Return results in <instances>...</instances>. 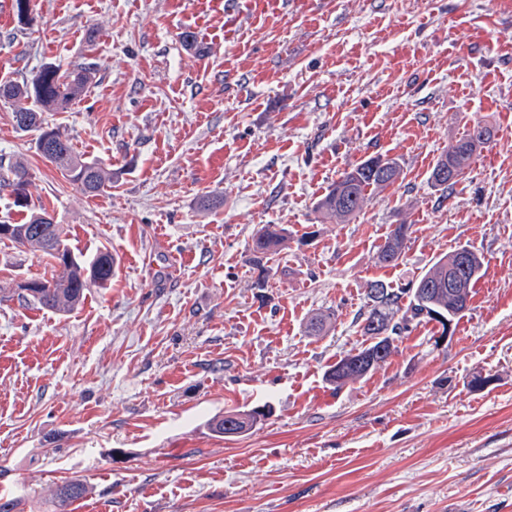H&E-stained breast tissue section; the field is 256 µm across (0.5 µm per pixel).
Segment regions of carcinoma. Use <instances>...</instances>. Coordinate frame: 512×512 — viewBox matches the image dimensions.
<instances>
[{
  "mask_svg": "<svg viewBox=\"0 0 512 512\" xmlns=\"http://www.w3.org/2000/svg\"><path fill=\"white\" fill-rule=\"evenodd\" d=\"M90 66H76L63 72L53 62H45L31 77L18 80H0V101L12 107V120L17 130L35 135L37 152L49 164L87 196L100 195L112 188V169L94 160L76 154L67 134L49 125L45 114L60 112L80 98L94 78ZM491 127L476 122L448 152L435 163L431 180L435 186L448 191L470 166L476 152L488 143ZM448 170V177L436 178L438 171ZM403 174L400 164L392 159L371 157L343 172L316 203V209L326 217L348 221L360 214L371 195L393 186ZM3 182L11 188L13 204L27 212L24 224L0 223V240H8L17 247L42 252L54 262V274L49 278H32L18 284V290L39 306L59 313L71 311L85 298L93 284L103 286L112 280L114 267L112 253L98 251L90 257L77 255L65 243L64 230L46 209L32 204L28 187L31 174L21 160L7 166ZM408 226L398 224L391 230L380 249L379 261L396 265L402 258ZM285 240V231L268 225L257 230L256 252L267 254L279 249ZM460 249L441 257L419 275L411 288L409 302L405 292L389 287L381 281L370 284L368 309L361 316L360 332L370 343L340 358L327 372V379L341 387L349 381L364 378L384 364L395 350V342L402 338L415 321H434L447 329L446 322L463 316L468 308L471 290L483 274L481 255L470 251L469 273L459 276ZM267 412L258 407L248 411L226 412L207 422L209 431L217 436H233L255 428ZM88 487L81 481H71L54 492L55 512H68L67 507L82 498Z\"/></svg>",
  "mask_w": 512,
  "mask_h": 512,
  "instance_id": "1",
  "label": "carcinoma"
}]
</instances>
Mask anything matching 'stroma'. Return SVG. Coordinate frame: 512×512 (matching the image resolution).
<instances>
[{
	"label": "stroma",
	"mask_w": 512,
	"mask_h": 512,
	"mask_svg": "<svg viewBox=\"0 0 512 512\" xmlns=\"http://www.w3.org/2000/svg\"><path fill=\"white\" fill-rule=\"evenodd\" d=\"M32 4L30 25L0 13V78L95 63L48 120L114 178L83 196L1 103L0 162H27L74 253L120 264L56 313L15 291L53 260L0 242V496L51 512L80 480L72 512H512V0H307L230 41L219 2ZM477 121L490 143L439 190L435 162ZM378 155L398 182L349 222L316 211ZM265 224L288 239L257 265ZM461 246L485 267L451 337L412 324L381 367L329 384L366 344L369 284L411 288ZM318 314L331 324L309 335ZM264 405L244 434L205 425ZM407 230L408 226L405 224H397L391 230L378 255L381 263L386 265L398 264L403 255ZM87 492V485L81 481H71L58 486L54 492L55 512H68L67 507L82 498Z\"/></svg>",
	"instance_id": "obj_1"
}]
</instances>
